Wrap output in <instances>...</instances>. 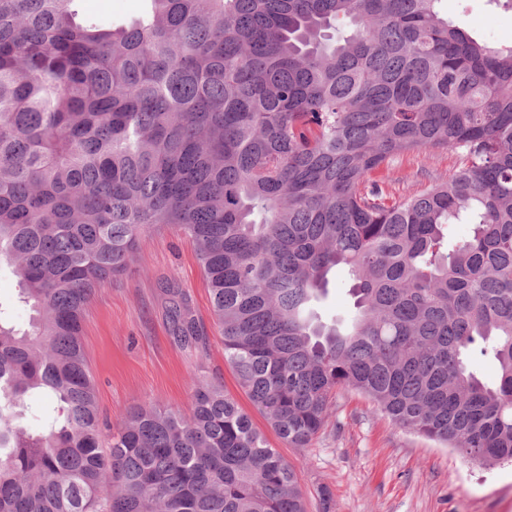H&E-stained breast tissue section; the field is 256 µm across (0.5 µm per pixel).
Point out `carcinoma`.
I'll use <instances>...</instances> for the list:
<instances>
[{
  "label": "carcinoma",
  "instance_id": "obj_1",
  "mask_svg": "<svg viewBox=\"0 0 512 512\" xmlns=\"http://www.w3.org/2000/svg\"><path fill=\"white\" fill-rule=\"evenodd\" d=\"M75 2L0 0V264L32 311L21 330L0 307V512H307L218 384L187 415L142 405L103 431L85 310L159 224L193 243L224 358L289 446L353 389L466 458L512 461V47L438 0H148L124 29ZM429 148L458 159L430 189L372 179ZM340 265L345 327L312 309ZM168 315L205 344L175 288ZM35 392L59 413L33 433ZM470 369L489 386L498 381L499 369L497 362L490 356L475 355L470 359Z\"/></svg>",
  "mask_w": 512,
  "mask_h": 512
}]
</instances>
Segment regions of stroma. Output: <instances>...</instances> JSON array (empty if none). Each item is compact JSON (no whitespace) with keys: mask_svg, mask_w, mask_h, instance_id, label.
Wrapping results in <instances>:
<instances>
[{"mask_svg":"<svg viewBox=\"0 0 512 512\" xmlns=\"http://www.w3.org/2000/svg\"><path fill=\"white\" fill-rule=\"evenodd\" d=\"M442 15L490 46L512 45V9L493 0H441ZM145 0H77L79 17L118 27L141 17ZM455 155L426 149L400 156L385 171L391 193L414 195L451 174ZM181 291L207 338L177 341L167 317V286ZM346 269L329 274L316 306L324 321L353 312ZM83 341L102 416L119 430L139 405L188 411L199 383L217 380L268 441L297 469L309 512H512V462L485 464L396 423L370 398L340 392L325 427L292 448L268 425L224 360L210 293L188 238L161 226L142 236L125 271L98 288L83 322Z\"/></svg>","mask_w":512,"mask_h":512,"instance_id":"obj_1","label":"stroma"}]
</instances>
